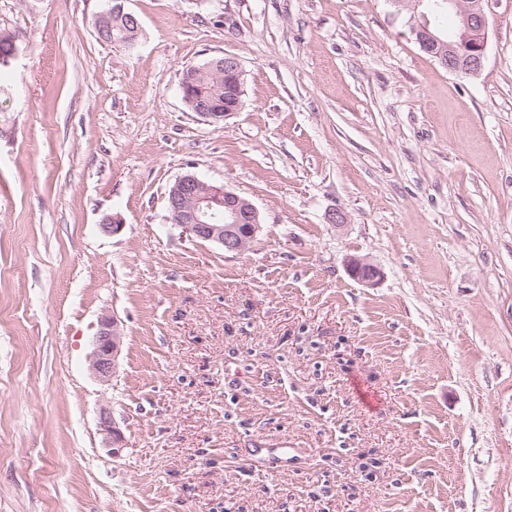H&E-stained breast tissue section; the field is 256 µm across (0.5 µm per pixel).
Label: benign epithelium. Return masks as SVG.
Wrapping results in <instances>:
<instances>
[{
  "instance_id": "benign-epithelium-1",
  "label": "benign epithelium",
  "mask_w": 512,
  "mask_h": 512,
  "mask_svg": "<svg viewBox=\"0 0 512 512\" xmlns=\"http://www.w3.org/2000/svg\"><path fill=\"white\" fill-rule=\"evenodd\" d=\"M423 0H392L398 10L411 13L412 32L424 49L448 48V65L452 72L475 74L481 70L486 50L488 16L483 0H445L458 20L457 27L447 36H440L432 27L428 14L420 10ZM217 76L232 73L241 79L243 69L237 57L224 56L206 65ZM168 211L173 224L185 235L204 242L216 243L230 254H242L249 248L260 230L257 208L246 198L224 188L206 183L193 174L175 181L168 192ZM349 276L366 286L381 279V270L358 257L348 259ZM121 329L115 318L105 317L94 336L88 366L98 381H111L115 357L121 343ZM99 427L105 447L118 455L125 448L124 437L112 420L107 408L101 409Z\"/></svg>"
}]
</instances>
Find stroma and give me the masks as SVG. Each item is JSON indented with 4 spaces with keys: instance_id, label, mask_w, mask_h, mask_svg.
Wrapping results in <instances>:
<instances>
[{
    "instance_id": "35a3bbf8",
    "label": "stroma",
    "mask_w": 512,
    "mask_h": 512,
    "mask_svg": "<svg viewBox=\"0 0 512 512\" xmlns=\"http://www.w3.org/2000/svg\"><path fill=\"white\" fill-rule=\"evenodd\" d=\"M487 2L468 75L390 0H121L130 47L97 36L112 0H0V512H512V0ZM224 55L242 107L212 123L181 68ZM186 174L256 206L248 251L172 224ZM346 267L353 280L366 286L376 285L382 276L380 269L364 258H349ZM121 329L115 318L105 317L94 336L93 350L89 355L88 366L98 381L107 384L111 381L115 368V357L121 343ZM99 427L106 448H109L112 455H119L125 448L124 437L112 420L109 409H101L99 416Z\"/></svg>"
}]
</instances>
